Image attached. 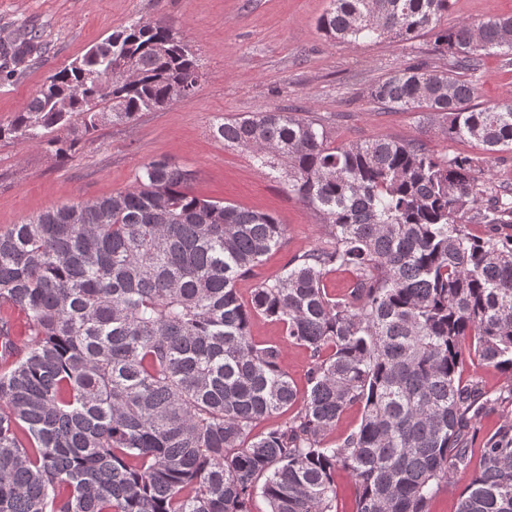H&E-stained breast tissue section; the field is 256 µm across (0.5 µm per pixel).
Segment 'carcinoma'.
Here are the masks:
<instances>
[{
	"label": "carcinoma",
	"mask_w": 512,
	"mask_h": 512,
	"mask_svg": "<svg viewBox=\"0 0 512 512\" xmlns=\"http://www.w3.org/2000/svg\"><path fill=\"white\" fill-rule=\"evenodd\" d=\"M451 0H330L318 28L347 44L430 35L448 70L412 62L369 88L384 109L416 112L450 140L512 149V101L479 105L482 57L512 66V18L445 26ZM29 31L0 44L21 66ZM133 80L104 94L109 71ZM199 65L171 27L133 20L52 75L1 138L66 149L195 89ZM216 133L280 172L318 211L328 242L252 289L237 285L283 243L265 212L188 191L190 170L144 165L135 185L0 228V512H337L336 469L355 512H429L470 465L482 414L512 398L463 385V343L512 377V196L468 155L419 142L329 147L290 112L227 119ZM353 282L328 292V274ZM309 352L304 390L252 318ZM357 430L331 443L345 411ZM284 424L257 431L273 415ZM458 512H512V425L485 441ZM252 336L260 344L280 342L282 340L281 326L264 316H257L252 324ZM336 487L340 512L355 511L354 481L342 469L336 471Z\"/></svg>",
	"instance_id": "carcinoma-1"
}]
</instances>
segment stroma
Returning <instances> with one entry per match:
<instances>
[{"instance_id": "stroma-1", "label": "stroma", "mask_w": 512, "mask_h": 512, "mask_svg": "<svg viewBox=\"0 0 512 512\" xmlns=\"http://www.w3.org/2000/svg\"><path fill=\"white\" fill-rule=\"evenodd\" d=\"M328 7L329 0H0L1 42L24 29L39 35L28 65L12 75L0 71V125L13 120L49 76L132 20L171 24L202 74L189 98L127 123L104 124L65 160L42 145L1 139L0 226L125 190L142 166L166 159L193 171V194L272 214L285 225L282 247L240 282L246 300L257 284L327 237L321 215L286 181L260 172L248 151L216 136L224 119L280 109L318 120L332 147L415 140L441 156L486 157L477 141L448 140L420 124L417 114L381 109L367 94L408 62L447 69L448 55L435 49L433 38L341 44L317 27ZM490 16H512V0H452L444 22ZM477 87L478 103L512 99V66L485 56Z\"/></svg>"}]
</instances>
